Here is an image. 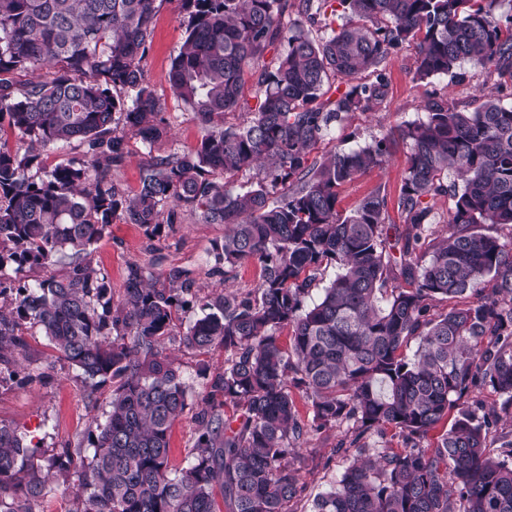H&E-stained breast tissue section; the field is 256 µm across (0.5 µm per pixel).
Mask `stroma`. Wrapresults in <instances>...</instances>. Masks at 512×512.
<instances>
[{
    "label": "stroma",
    "mask_w": 512,
    "mask_h": 512,
    "mask_svg": "<svg viewBox=\"0 0 512 512\" xmlns=\"http://www.w3.org/2000/svg\"><path fill=\"white\" fill-rule=\"evenodd\" d=\"M180 11V0H160L145 59L150 83L166 102L173 136L152 146L129 139L125 162L112 172L114 180L129 196L138 191L142 169L150 157L191 149L202 135V127L193 113L178 106L173 99L167 81L171 60L182 44ZM416 58L417 49L412 42L394 55L388 64L391 90L386 102L376 112H358L337 125L333 139L318 144V153L338 147L353 150L390 128L421 119L420 104L428 85L414 78ZM460 71V77H438L431 86L447 94L459 107L476 109L482 102V94L491 90L496 77L489 69L467 62L461 65ZM407 152L406 146L397 147L382 169L345 186L339 196V210L349 213L363 196L379 188L386 190L390 197H397L407 166ZM223 235V225L202 223L198 217L184 211L180 212L169 236L153 240L148 239L143 228L117 220L92 246L91 261L109 276L116 290L121 288L130 263L148 268L153 258L159 256L164 265L191 270L201 295L223 290L246 294L259 281L258 265L250 263L238 268L235 277L227 281L210 271L212 246ZM28 343V349L16 356L18 364L28 369L50 368L51 378L47 383L28 386L12 381L0 383V421L26 434L28 442L37 446L35 460L41 463L58 454L63 445L80 444L98 422L104 421L112 385L106 382L93 389L86 386L74 367L56 359L49 341L41 333L30 336ZM174 356L189 384V406L174 423L170 438V466L179 470L189 463L188 450L196 430L195 416L201 399L210 379L223 371L227 354L223 347L216 346L204 354L181 349L175 351ZM339 437L336 430L312 434L300 448L297 466L303 492L290 504V512H312L315 499L330 490L349 466V458L336 448Z\"/></svg>",
    "instance_id": "35a3bbf8"
}]
</instances>
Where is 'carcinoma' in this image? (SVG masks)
I'll use <instances>...</instances> for the list:
<instances>
[{"label":"carcinoma","mask_w":512,"mask_h":512,"mask_svg":"<svg viewBox=\"0 0 512 512\" xmlns=\"http://www.w3.org/2000/svg\"><path fill=\"white\" fill-rule=\"evenodd\" d=\"M156 2L0 0V298L10 299L0 306V382L45 378L15 368L30 325L84 381L113 383L88 459L66 448L30 464L37 448L0 422V512H34L52 491L49 473L76 457L75 512H288L302 492L294 460L305 438L343 426L339 447L354 460L313 512H512V433L487 452L499 415L475 400L489 387L512 417V106L502 100L512 96V16L502 26L500 0H182L168 82L203 134L190 150L150 158L129 198L112 180L127 135L171 138L144 69ZM412 41L417 80L455 77L463 62L491 65L494 92L468 111L431 90L424 119L312 156L347 116L379 110L388 61ZM23 71L33 79L19 84ZM331 76L344 84L334 97L324 90ZM249 81L257 109L224 127L226 113L249 109ZM120 91L132 92L131 104ZM72 141L86 159L29 175L42 169L41 150ZM398 141L410 149L401 223L379 188L340 213L341 189L383 167ZM242 171L253 182L236 192L213 178ZM441 198L451 201L445 215ZM177 207L224 225L214 272L256 263V287L200 298L188 270L132 263L114 302L88 248L116 219L160 237ZM67 250L64 276L18 278ZM454 298L467 303L436 311ZM195 303L205 313L175 338L176 315ZM174 341L229 352L179 472L170 431L188 385L163 354ZM292 387L311 401L309 425ZM228 401L241 409L234 420L224 417ZM390 430L403 447L388 446Z\"/></svg>","instance_id":"cac0c4a2"}]
</instances>
